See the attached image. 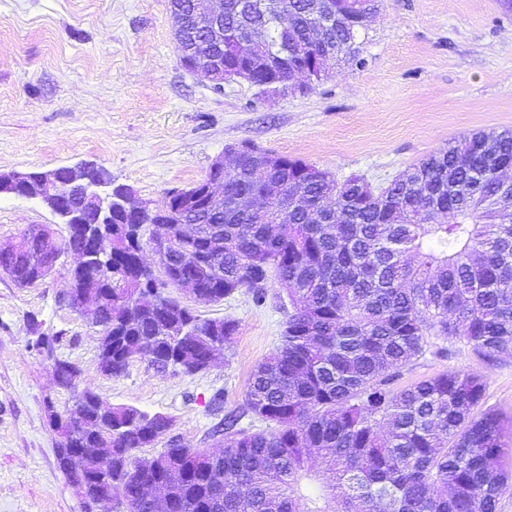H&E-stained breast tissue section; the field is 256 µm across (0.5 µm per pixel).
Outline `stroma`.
<instances>
[{
	"instance_id": "35a3bbf8",
	"label": "stroma",
	"mask_w": 512,
	"mask_h": 512,
	"mask_svg": "<svg viewBox=\"0 0 512 512\" xmlns=\"http://www.w3.org/2000/svg\"><path fill=\"white\" fill-rule=\"evenodd\" d=\"M174 28L168 0H0V173L92 161L159 205L244 143L378 186L455 139L512 130V10L503 0H384L363 39L364 67L336 68L305 96L261 94L244 81L214 88L181 64ZM34 225L66 234L39 199L0 195V246ZM73 264L63 255L25 288L0 272V512H84L48 423L70 395L33 348L36 336H59L57 356L109 404L172 417L184 446L213 450L212 395L223 391L225 410L242 405L288 317L274 284L261 305L243 291L202 303L170 288L200 317L235 320L223 360L185 375L137 358L113 377L99 368L91 313L61 299ZM454 369L483 381L485 407L511 433L512 357L490 365L463 342L434 338L397 384Z\"/></svg>"
}]
</instances>
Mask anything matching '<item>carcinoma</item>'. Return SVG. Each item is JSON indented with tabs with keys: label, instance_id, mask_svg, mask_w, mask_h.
<instances>
[{
	"label": "carcinoma",
	"instance_id": "carcinoma-1",
	"mask_svg": "<svg viewBox=\"0 0 512 512\" xmlns=\"http://www.w3.org/2000/svg\"><path fill=\"white\" fill-rule=\"evenodd\" d=\"M365 3L377 12L382 0H296L282 21L224 0L221 39L187 27L182 48L249 70L259 88L306 68L313 89L328 50L337 64H364L357 13ZM264 25L267 67L243 46ZM263 154L224 176V200L194 212L190 257L165 263L166 279L147 280L154 294L128 281L129 262L117 258L137 229L122 223L117 199L103 225L109 247L71 270L75 296L97 305L99 364L110 376L135 358L193 375L224 355L236 322L202 319L170 297L166 288L184 279L202 285L204 302L246 290L257 304L274 280L291 307L241 408L226 414L224 394L211 397L219 453L174 446L171 417L77 389L81 370L64 362L57 385L71 395L62 430L69 447L112 449L108 461L89 454L62 470L85 512H497L512 470L498 464L507 448L500 417L478 411L482 381L457 369L403 388L395 382L432 337L463 341L488 364L512 356V222L498 208L502 191L512 194V131L463 136L379 187L360 176L305 177L306 162L286 157V167L266 173L288 193L282 215L271 205L235 208L237 196L258 191ZM280 217L282 232L270 233ZM82 240L76 224L61 240L32 227L0 252V272L32 285L49 258L83 253ZM161 440L156 456L136 459ZM316 459L332 481L323 507L308 493Z\"/></svg>",
	"mask_w": 512,
	"mask_h": 512
}]
</instances>
